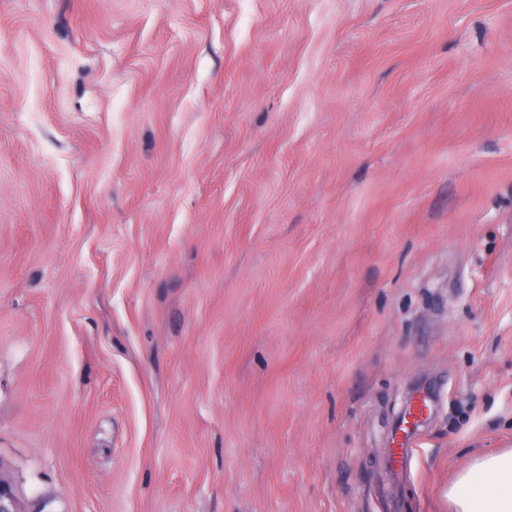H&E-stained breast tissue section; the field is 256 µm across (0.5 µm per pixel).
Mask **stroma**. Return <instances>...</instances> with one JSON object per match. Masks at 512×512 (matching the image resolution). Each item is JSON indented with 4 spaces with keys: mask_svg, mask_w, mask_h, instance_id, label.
Wrapping results in <instances>:
<instances>
[{
    "mask_svg": "<svg viewBox=\"0 0 512 512\" xmlns=\"http://www.w3.org/2000/svg\"><path fill=\"white\" fill-rule=\"evenodd\" d=\"M508 449L512 0H0L18 512H453ZM430 411L431 406L429 405L427 398L424 395H422L420 398H417L414 404L411 405L408 415L397 429L400 437L399 451L401 456H406L408 454V446L410 445V441L414 436L418 422L429 415Z\"/></svg>",
    "mask_w": 512,
    "mask_h": 512,
    "instance_id": "35a3bbf8",
    "label": "stroma"
}]
</instances>
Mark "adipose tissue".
<instances>
[{"instance_id": "adipose-tissue-1", "label": "adipose tissue", "mask_w": 512, "mask_h": 512, "mask_svg": "<svg viewBox=\"0 0 512 512\" xmlns=\"http://www.w3.org/2000/svg\"><path fill=\"white\" fill-rule=\"evenodd\" d=\"M456 512H512V450L474 459L448 489Z\"/></svg>"}]
</instances>
